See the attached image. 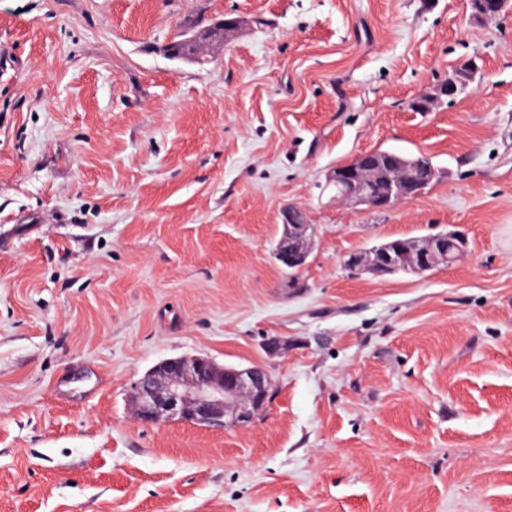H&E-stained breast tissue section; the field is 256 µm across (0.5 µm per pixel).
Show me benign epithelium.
<instances>
[{"label": "benign epithelium", "instance_id": "benign-epithelium-1", "mask_svg": "<svg viewBox=\"0 0 512 512\" xmlns=\"http://www.w3.org/2000/svg\"><path fill=\"white\" fill-rule=\"evenodd\" d=\"M509 0H476L474 13L485 21L499 17ZM410 167V161L397 152L362 154L333 168L328 182L336 188V200L354 207L386 210L422 193L425 183L410 176L398 180L393 174ZM282 240L276 259L283 266L299 269L312 249L310 224L297 219L295 210L280 213ZM470 246L468 235L459 229L420 239H403L392 248L381 243L368 250H357L345 259V266L356 272L385 276L401 270L423 275L447 266ZM272 382L259 367L221 365L205 355L168 358L160 361L135 383V414L145 422L178 420L210 429L229 425L247 426L256 419L271 397Z\"/></svg>", "mask_w": 512, "mask_h": 512}]
</instances>
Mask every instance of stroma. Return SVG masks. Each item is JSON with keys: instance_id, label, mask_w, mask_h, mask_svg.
<instances>
[{"instance_id": "1", "label": "stroma", "mask_w": 512, "mask_h": 512, "mask_svg": "<svg viewBox=\"0 0 512 512\" xmlns=\"http://www.w3.org/2000/svg\"><path fill=\"white\" fill-rule=\"evenodd\" d=\"M197 23L207 63L168 56ZM377 149L440 176L337 201L329 171ZM455 228L469 254L425 275L344 265ZM198 354L267 371L261 415L137 420L133 384ZM0 512H512V12L0 0ZM282 240L276 248V259L283 266L302 268L312 249V224H303L295 210L283 209L280 213Z\"/></svg>"}]
</instances>
